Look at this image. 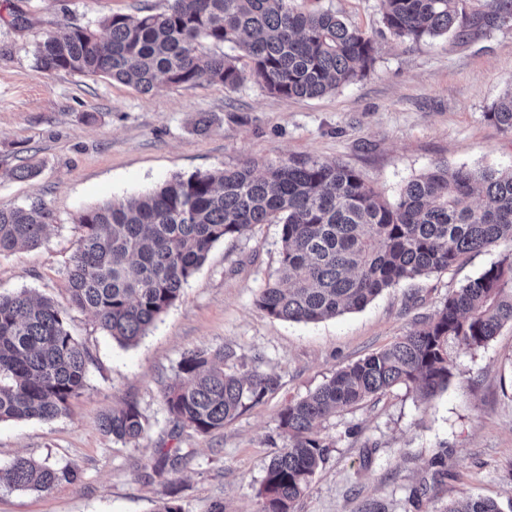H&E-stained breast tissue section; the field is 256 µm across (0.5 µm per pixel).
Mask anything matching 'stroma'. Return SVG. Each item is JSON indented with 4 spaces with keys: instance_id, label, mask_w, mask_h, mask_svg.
Returning a JSON list of instances; mask_svg holds the SVG:
<instances>
[{
    "instance_id": "obj_1",
    "label": "stroma",
    "mask_w": 512,
    "mask_h": 512,
    "mask_svg": "<svg viewBox=\"0 0 512 512\" xmlns=\"http://www.w3.org/2000/svg\"><path fill=\"white\" fill-rule=\"evenodd\" d=\"M330 9L373 35L377 55L364 79L314 99L281 98L248 81L143 94L119 82L38 71L35 50L61 26L115 13H160L167 0H0V207L40 205L55 222L36 247L0 257V293L22 289L68 311L71 334L94 359L68 415L0 422V468L24 456L72 466L80 479L41 492L0 484V512H157L168 498L151 466L157 448L178 449L183 512H257L270 459L285 444L279 413L341 368L391 344L512 250L469 255L448 270L385 290L364 309L317 323L269 316L256 296L279 270L280 234L258 224L224 239L180 299L136 345L122 346L72 307L67 267L80 235L76 217L115 199L151 192L178 174L263 168L295 158L339 160L395 201L434 163L471 169L512 164V134L485 114L512 88V22L401 41L389 34L380 0H299ZM209 113L213 124L198 130ZM35 164L39 174L13 179ZM232 348L260 358L279 387L207 435L174 431L162 401L182 356ZM456 369L447 389L421 400L397 387L332 416L325 463L295 512H442L485 497L512 503V326L486 346L449 342ZM136 404L146 435H106L109 410ZM444 460V477L432 464Z\"/></svg>"
}]
</instances>
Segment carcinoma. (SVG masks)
Here are the masks:
<instances>
[{
  "label": "carcinoma",
  "mask_w": 512,
  "mask_h": 512,
  "mask_svg": "<svg viewBox=\"0 0 512 512\" xmlns=\"http://www.w3.org/2000/svg\"><path fill=\"white\" fill-rule=\"evenodd\" d=\"M296 0H168L161 13L114 14L89 26L65 25L36 49L44 72L111 79L148 94L162 80L233 89L250 79L284 98L320 97L365 77L374 40L331 9L304 11ZM392 36L419 42L474 25L512 20V0H381ZM224 51L206 55L203 45ZM512 133V87L486 113ZM52 214L0 208V256L38 246ZM67 271L71 303L91 313L122 345L137 343L180 298L212 247L257 224L280 226V277L260 289L268 315L315 323L359 311L388 288L444 271L469 254L512 243V165L471 170L438 162L386 201L337 161L290 158L251 167L176 175L155 190L87 209ZM67 310L23 290L0 293V421L54 420L85 386L92 356L67 328ZM512 325V250L451 292L431 316L387 347L338 370L279 413L287 439L267 465L257 512H294L326 459L324 423L336 412L395 387L430 399L448 385V341L487 345ZM279 385L254 365L240 370L229 348L183 356L166 385V413L180 429L206 435ZM101 429L123 442L146 435L134 404L103 414ZM183 457L161 448L154 472L175 473ZM78 469L18 457L0 483L47 491L79 480ZM443 512H502L488 498Z\"/></svg>",
  "instance_id": "obj_1"
}]
</instances>
